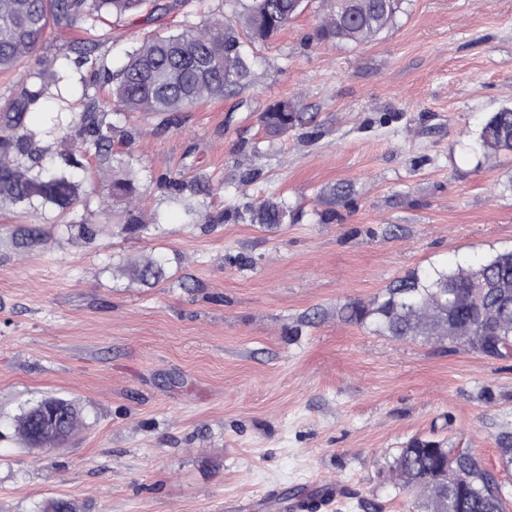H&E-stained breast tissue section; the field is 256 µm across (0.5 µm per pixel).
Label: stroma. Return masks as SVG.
Masks as SVG:
<instances>
[{
	"mask_svg": "<svg viewBox=\"0 0 512 512\" xmlns=\"http://www.w3.org/2000/svg\"><path fill=\"white\" fill-rule=\"evenodd\" d=\"M233 0H180L153 20L97 25L96 68L65 60L66 102L48 90L35 125L82 111L94 81L148 35L231 14ZM320 0L273 41L252 47L251 81L160 131L131 114L128 162L142 179L210 176V210L254 192L285 198L293 223L188 224L159 189L144 206L158 224L128 235L107 223L94 181L89 245L60 229L69 217L0 205V512H38L46 499L81 512H268L288 491L335 483L319 512H408L388 463L416 440L481 456L505 487L512 466V360L424 339L399 340L345 321L410 273L467 267L512 251V154L477 147L488 117L512 105V0H405L394 25L357 46L318 43ZM278 101L312 123L266 138ZM260 173L239 184L252 145ZM352 191L333 198V185ZM44 225L17 248L11 233ZM164 256L153 286L122 265ZM47 395L71 400L87 425L45 452L27 450L10 419Z\"/></svg>",
	"mask_w": 512,
	"mask_h": 512,
	"instance_id": "obj_1",
	"label": "stroma"
}]
</instances>
